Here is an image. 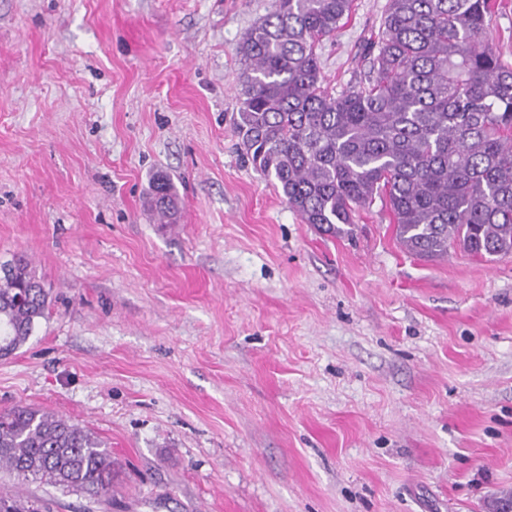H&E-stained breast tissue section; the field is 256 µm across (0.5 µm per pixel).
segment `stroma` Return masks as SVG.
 I'll return each instance as SVG.
<instances>
[{"mask_svg": "<svg viewBox=\"0 0 512 512\" xmlns=\"http://www.w3.org/2000/svg\"><path fill=\"white\" fill-rule=\"evenodd\" d=\"M388 0L318 50L338 94ZM276 0H0V264L48 313L0 409L102 440L112 495L0 470L40 512H489L512 496V257L435 260L381 201L302 223L243 155L239 46ZM179 196L171 225L146 193Z\"/></svg>", "mask_w": 512, "mask_h": 512, "instance_id": "1", "label": "stroma"}]
</instances>
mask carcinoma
I'll list each match as a JSON object with an SVG mask.
<instances>
[{
	"mask_svg": "<svg viewBox=\"0 0 512 512\" xmlns=\"http://www.w3.org/2000/svg\"><path fill=\"white\" fill-rule=\"evenodd\" d=\"M353 0H278L239 47L247 68L235 129L254 168L281 187L301 222L327 234L385 201L396 236L427 259L448 250L512 255V65L487 40L499 0H389L370 66L334 95L317 48ZM152 203L171 218L170 180ZM0 274V352L46 316L47 294L18 256ZM93 497L112 494L102 442L54 413L0 411V469Z\"/></svg>",
	"mask_w": 512,
	"mask_h": 512,
	"instance_id": "carcinoma-1",
	"label": "carcinoma"
}]
</instances>
